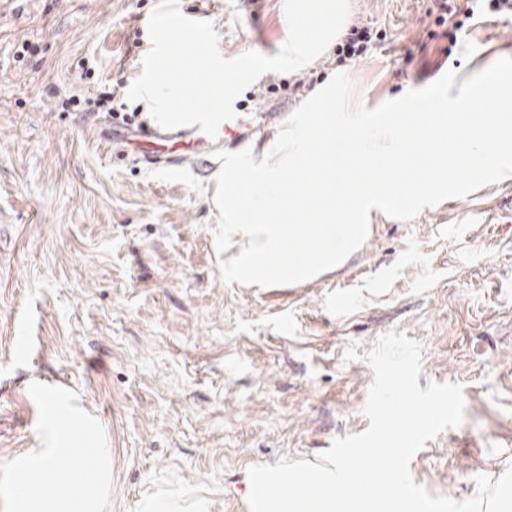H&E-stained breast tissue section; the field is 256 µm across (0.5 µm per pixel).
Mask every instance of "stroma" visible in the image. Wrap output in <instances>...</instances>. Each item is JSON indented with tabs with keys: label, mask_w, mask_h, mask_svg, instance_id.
Segmentation results:
<instances>
[{
	"label": "stroma",
	"mask_w": 512,
	"mask_h": 512,
	"mask_svg": "<svg viewBox=\"0 0 512 512\" xmlns=\"http://www.w3.org/2000/svg\"><path fill=\"white\" fill-rule=\"evenodd\" d=\"M225 57L276 55L279 0H178ZM158 0H0V464L40 450L39 382L76 393L102 425L109 512H249V468L316 462L369 426L366 355L395 330L421 343L420 388L464 387V420L409 470L457 501L512 467V176L421 211L369 212L365 242L296 284H228L210 202L214 172L170 175L115 155L70 96L127 91ZM425 0H351L347 24L384 38L347 65L367 108L448 70L465 80L512 57V13L480 0L456 46L426 40ZM299 103L244 91L253 151Z\"/></svg>",
	"instance_id": "1"
}]
</instances>
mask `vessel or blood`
I'll use <instances>...</instances> for the list:
<instances>
[{
  "mask_svg": "<svg viewBox=\"0 0 512 512\" xmlns=\"http://www.w3.org/2000/svg\"><path fill=\"white\" fill-rule=\"evenodd\" d=\"M241 136L239 119L223 122L218 131L217 138H210L207 134L192 127L183 134L174 135L165 130L137 125L122 133H108V145L127 146L130 142L144 143L143 151L133 154L135 163H142L155 168L178 170L187 162L211 155L218 144L224 141H236Z\"/></svg>",
  "mask_w": 512,
  "mask_h": 512,
  "instance_id": "b4317fda",
  "label": "vessel or blood"
}]
</instances>
